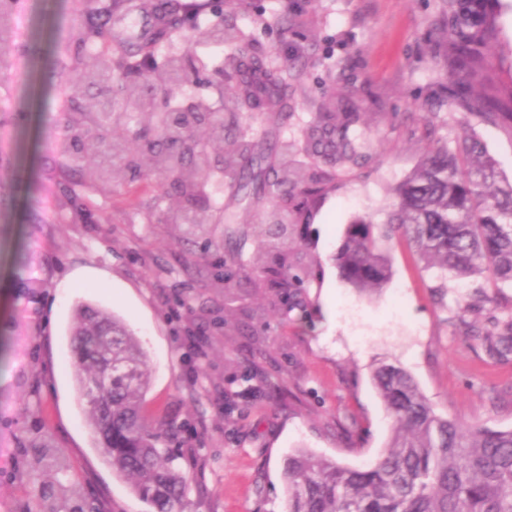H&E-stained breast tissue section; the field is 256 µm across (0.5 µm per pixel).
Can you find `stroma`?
<instances>
[{"instance_id":"obj_1","label":"stroma","mask_w":512,"mask_h":512,"mask_svg":"<svg viewBox=\"0 0 512 512\" xmlns=\"http://www.w3.org/2000/svg\"><path fill=\"white\" fill-rule=\"evenodd\" d=\"M215 2L270 67L291 74V114L276 127L278 140L299 139L322 99H348L362 114L363 163L291 215L288 262L306 286L283 300L241 270L269 265L274 252L258 249L255 215L231 186L187 199L125 170L112 192L96 195L88 185L97 159L66 169L59 102L77 76H61L57 49L89 23L112 19L79 10L77 0H16L15 66L0 74V512H33L42 484L30 476L25 442L34 435L64 452L70 479L98 512H150L85 424L70 368L81 303L123 319L148 353L145 411L178 427V466L190 478L177 512H286L282 465L297 448L371 467L391 434L372 381L382 362L407 370L438 413L512 428V358L491 359L482 338L464 330L473 321L492 328L508 313L487 302L483 276L435 277L395 243L392 278L368 299L333 261L348 224L382 220L422 158L412 129L446 78L448 43L432 26L437 0ZM486 7L501 29L489 65L503 77L512 71V0ZM283 13L293 23L286 36ZM439 134L478 136L502 178H512V131L475 129L444 111ZM219 208L236 223L179 221ZM71 275L84 276L83 285L66 287ZM331 298L340 311L333 330ZM463 302L472 306L465 315Z\"/></svg>"}]
</instances>
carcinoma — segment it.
I'll list each match as a JSON object with an SVG mask.
<instances>
[{
	"label": "carcinoma",
	"instance_id": "cac0c4a2",
	"mask_svg": "<svg viewBox=\"0 0 512 512\" xmlns=\"http://www.w3.org/2000/svg\"><path fill=\"white\" fill-rule=\"evenodd\" d=\"M136 0H107L97 11L114 17L110 26L90 28L92 51L63 50L66 68L80 71L61 102L78 145L73 162L99 152L108 137L113 152L128 168L146 166L181 194L196 197L211 177L200 140L187 130H208L216 137L237 123L236 115L202 104L181 113L160 110L144 95L143 76L157 66L159 41L194 21L207 4L167 0L169 31L134 45L119 28L122 14L137 9ZM434 28L448 40L447 86L428 106L413 133L424 142V156L399 185L396 202L377 223L352 221L334 255L342 279L360 293L383 287L392 276L386 244L405 243L425 270L436 269L463 279L486 276L498 300L512 288V181L500 177L498 162L481 141L471 138L451 146L436 136L440 111L447 109L482 128L512 129V83L491 72L485 50L499 40L494 17L473 11L472 0H440ZM212 42L232 47L224 63V82L234 90L235 104L262 123L288 115V72L268 66L263 55L232 26L208 29ZM14 38L12 13L0 6V72L14 60L8 51ZM191 51L168 56L162 72L176 83L186 76ZM122 78L125 106L107 112L83 106L84 86L112 93L114 75ZM361 113L328 101L312 118L306 138L293 144L264 145L243 134L224 148L223 173L238 176L234 187L246 192L258 208L266 198L297 192L320 193L332 180L310 175L322 156L344 167L356 162ZM279 287H296L287 257L272 271ZM72 374L88 426L106 462L154 512H174L185 496L189 478L174 466L176 434L156 424L144 410L149 388L147 355L135 333L112 313L91 304L75 307L70 328ZM488 355H512V318L504 332L488 331ZM373 383L393 419L387 448L368 469H356L300 448L282 468L288 512H512V428L466 425L438 414L402 367L382 363ZM37 449L33 472L67 470L63 452L47 442ZM39 512H87L80 488L58 482L41 499Z\"/></svg>",
	"mask_w": 512,
	"mask_h": 512
}]
</instances>
